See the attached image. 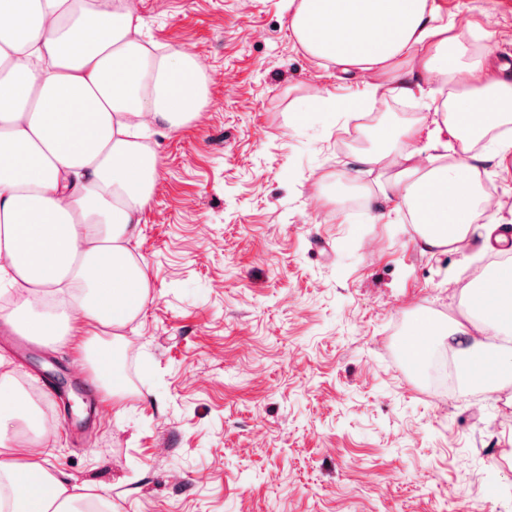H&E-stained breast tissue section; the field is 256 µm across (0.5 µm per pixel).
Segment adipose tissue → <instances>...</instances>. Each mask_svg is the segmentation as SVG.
Instances as JSON below:
<instances>
[{"mask_svg":"<svg viewBox=\"0 0 512 512\" xmlns=\"http://www.w3.org/2000/svg\"><path fill=\"white\" fill-rule=\"evenodd\" d=\"M310 56L366 78L350 115L376 96L426 97L429 114L371 128L354 156L376 174L364 195L373 221L408 217L425 253L500 254L463 290L451 324L418 312L414 336H444L470 389L512 382V235L480 223L478 180L512 166V64L480 22L442 18L436 0H287ZM207 77L183 49L150 54L136 0H0V278L15 286L11 320L36 338L76 323L124 327L150 300L130 248L151 203L159 160L151 136L189 123ZM12 378L0 377V512H112L50 467L51 431Z\"/></svg>","mask_w":512,"mask_h":512,"instance_id":"1","label":"adipose tissue"}]
</instances>
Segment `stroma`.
Here are the masks:
<instances>
[{"mask_svg": "<svg viewBox=\"0 0 512 512\" xmlns=\"http://www.w3.org/2000/svg\"><path fill=\"white\" fill-rule=\"evenodd\" d=\"M512 57V0H436ZM159 49L206 69L208 103L155 135V195L132 247L151 300L120 333L111 395L72 340L22 336L0 316V375L41 393L50 466L108 488L116 512H512L506 393L441 394L402 340L416 311L459 316L496 257L430 256L408 224L318 203L356 176L364 113L328 98L363 79L305 53L285 0H136Z\"/></svg>", "mask_w": 512, "mask_h": 512, "instance_id": "35a3bbf8", "label": "stroma"}]
</instances>
